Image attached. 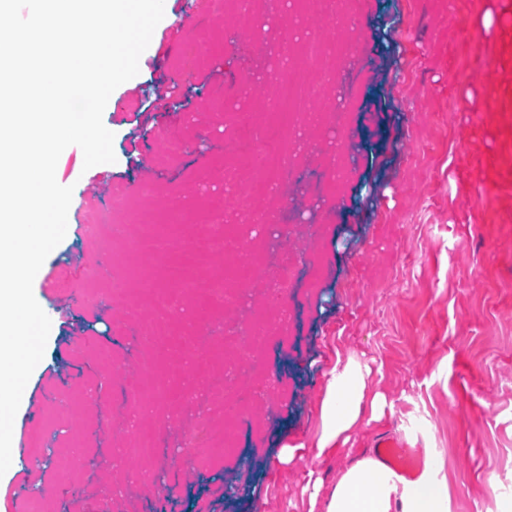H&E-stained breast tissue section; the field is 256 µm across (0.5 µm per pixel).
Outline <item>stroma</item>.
Returning <instances> with one entry per match:
<instances>
[{
  "instance_id": "1",
  "label": "stroma",
  "mask_w": 512,
  "mask_h": 512,
  "mask_svg": "<svg viewBox=\"0 0 512 512\" xmlns=\"http://www.w3.org/2000/svg\"><path fill=\"white\" fill-rule=\"evenodd\" d=\"M493 0H359L355 27L365 79L349 107L359 149L332 210L297 186L270 199L301 222L279 239L282 249L317 253L316 289H288L290 334L268 351L277 379L255 411L259 435L234 428L232 450L198 468L184 445L194 431L191 396L200 377L171 376L168 399L143 409L141 435L165 437L166 459L114 467L126 437L121 408L144 360L164 354L136 347L138 314L153 301L138 282L102 273L123 258L111 237L86 235L89 216L112 215V200L130 196L148 224L173 207L187 217L239 225L243 240L275 236L224 190V115L258 105L255 72L275 41L271 16L282 0H264L267 26L236 29L215 0H166L164 17L139 59V73L118 86L103 113L115 162L85 168L67 153L57 180L72 187L69 236L41 267L47 284L34 296L51 320L42 360L24 389L12 444L26 466L0 476V512L32 498L50 512H308L310 475L333 481L345 455L316 458L326 373L350 356L375 370L376 389L393 402L382 427L362 429L355 453L379 432L437 451L450 488V512H501L512 500V191L467 193L462 155L494 147L468 130L484 109L489 78L471 72L458 50L449 14L474 20ZM276 237V236H275ZM140 308L111 305L113 286ZM296 446L283 464L284 445ZM77 465L59 467L60 457Z\"/></svg>"
}]
</instances>
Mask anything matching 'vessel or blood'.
Segmentation results:
<instances>
[{"label": "vessel or blood", "mask_w": 512, "mask_h": 512, "mask_svg": "<svg viewBox=\"0 0 512 512\" xmlns=\"http://www.w3.org/2000/svg\"><path fill=\"white\" fill-rule=\"evenodd\" d=\"M451 26L465 31L462 48L469 56L474 70L490 76L500 75L505 66L512 64V29L504 28L500 48L490 54L479 49L473 35L467 34L466 23L452 18ZM488 110L499 118V128L494 135L498 143L496 150L484 154L472 170L475 186L493 184L508 187L512 185V88L504 87L488 104ZM376 453L387 465L408 479H417L424 461L419 449L410 447L404 440L383 437L375 443Z\"/></svg>", "instance_id": "1"}]
</instances>
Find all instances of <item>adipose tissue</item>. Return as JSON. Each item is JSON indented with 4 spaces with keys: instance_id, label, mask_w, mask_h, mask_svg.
<instances>
[{
    "instance_id": "obj_1",
    "label": "adipose tissue",
    "mask_w": 512,
    "mask_h": 512,
    "mask_svg": "<svg viewBox=\"0 0 512 512\" xmlns=\"http://www.w3.org/2000/svg\"><path fill=\"white\" fill-rule=\"evenodd\" d=\"M371 375L368 364L352 357L331 369L320 406L317 456L340 453L362 428L386 419L392 403L373 387ZM434 455V449H426L427 465L412 483L373 457L356 458L333 484L315 478L308 512H448V484L437 476Z\"/></svg>"
}]
</instances>
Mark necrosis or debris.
<instances>
[{
	"instance_id": "1",
	"label": "necrosis or debris",
	"mask_w": 512,
	"mask_h": 512,
	"mask_svg": "<svg viewBox=\"0 0 512 512\" xmlns=\"http://www.w3.org/2000/svg\"><path fill=\"white\" fill-rule=\"evenodd\" d=\"M300 7L312 10L314 31L300 42L275 41L273 56L287 57L288 65L269 72L261 83L265 107L260 121L239 112L229 115L232 152L224 168V182L239 188L238 206L255 213L264 212L270 194L291 182L310 188L309 198L314 204H327L339 192L336 169L349 165L355 155L357 134L347 124L346 107L355 96L362 65L358 59L343 57L340 49L357 46L356 0H302ZM328 88L335 91L325 107L331 159L323 165H307L301 159L298 132L315 100ZM112 235L145 257L161 259L178 249H194L208 253L224 266L223 275L199 277L187 275L181 266L167 265L164 275L173 288L166 292L156 290L152 278L143 276V286L153 293L158 312L144 333L156 344H164L170 335L181 296H199L213 306L250 311L247 321L225 318L222 336L198 332L188 347L199 361L224 360L222 372L204 377L195 441L198 456L221 453L230 439L228 424L252 425L254 409L270 393L263 357L271 337L288 329L285 308L273 314L265 312L261 299L271 292H286L300 279L316 283L319 266L270 245L245 249L229 224H211L204 233H191L182 216L164 229L143 225L134 238L128 235L126 219H118ZM217 410L224 415L225 428H217L213 422Z\"/></svg>"
}]
</instances>
